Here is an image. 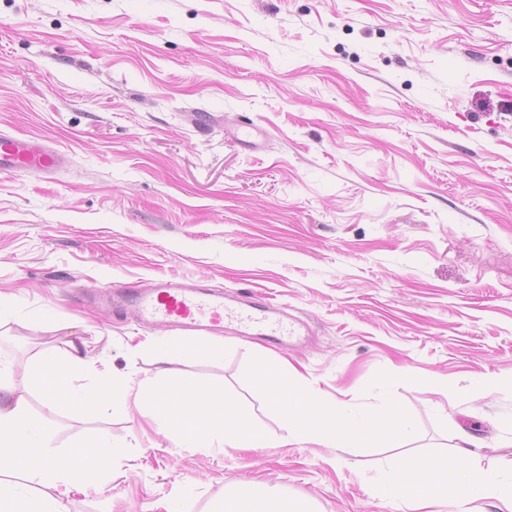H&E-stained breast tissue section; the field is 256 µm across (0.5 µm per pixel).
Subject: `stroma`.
I'll return each instance as SVG.
<instances>
[{
    "label": "stroma",
    "instance_id": "obj_1",
    "mask_svg": "<svg viewBox=\"0 0 512 512\" xmlns=\"http://www.w3.org/2000/svg\"><path fill=\"white\" fill-rule=\"evenodd\" d=\"M252 119L261 150L225 127ZM65 154L0 174V368L27 389L55 451L119 453L71 512H218L273 486L305 512H397L390 463L451 457L512 469V0H0V132ZM235 298L250 289L308 336L177 342L168 323L84 294L149 279ZM224 394L261 433L246 448L179 447L150 407L48 406L34 365L81 347L84 383L111 367ZM385 425L328 447L288 439L269 387ZM387 418L389 420V430L398 441L407 440L412 434L411 422L400 412L395 402H390L387 406Z\"/></svg>",
    "mask_w": 512,
    "mask_h": 512
}]
</instances>
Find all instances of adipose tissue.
<instances>
[{
  "instance_id": "adipose-tissue-1",
  "label": "adipose tissue",
  "mask_w": 512,
  "mask_h": 512,
  "mask_svg": "<svg viewBox=\"0 0 512 512\" xmlns=\"http://www.w3.org/2000/svg\"><path fill=\"white\" fill-rule=\"evenodd\" d=\"M37 367L48 403L75 411L91 405H109L121 411L126 406L128 390L113 373L102 372L95 386L80 384L85 362L77 352L43 357ZM271 394L284 407L291 436L315 434L337 448L354 439L367 442L379 434L371 417L352 414L340 406L326 408L299 394L286 379H278ZM138 397L157 410L160 423L175 443L242 448L258 439L231 401L202 387L190 383L170 387L152 381L141 386ZM48 436V427L31 417L24 391L13 380L0 377V512H68L58 488H82L118 453L111 442L98 440L85 450L83 466L76 467L50 448ZM19 470L26 474V482L11 481V474ZM381 488L402 512H434L444 502L468 504L486 499L499 500L512 512V470L475 471L462 451L443 463L398 460Z\"/></svg>"
}]
</instances>
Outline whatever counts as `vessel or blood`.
<instances>
[{
  "label": "vessel or blood",
  "mask_w": 512,
  "mask_h": 512,
  "mask_svg": "<svg viewBox=\"0 0 512 512\" xmlns=\"http://www.w3.org/2000/svg\"><path fill=\"white\" fill-rule=\"evenodd\" d=\"M227 134L244 150L257 151L263 146L264 131L255 124L235 125ZM65 162V155L45 141L0 133V173L49 174ZM118 298L126 315L136 320L171 323L186 330L210 329L236 335L254 331L271 342L292 338L297 330L295 316L284 309L272 311L256 295L228 303L223 293L160 280L121 292Z\"/></svg>",
  "instance_id": "b4317fda"
}]
</instances>
